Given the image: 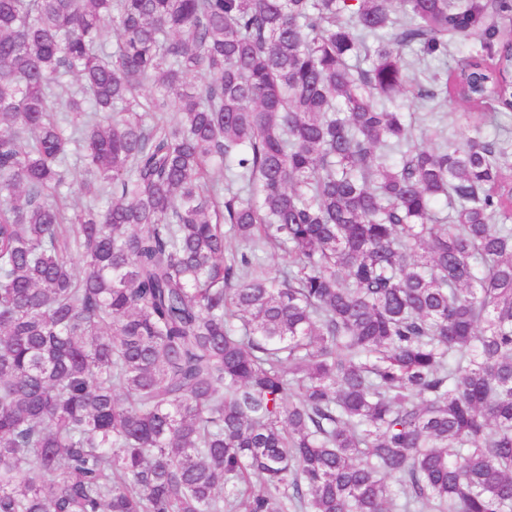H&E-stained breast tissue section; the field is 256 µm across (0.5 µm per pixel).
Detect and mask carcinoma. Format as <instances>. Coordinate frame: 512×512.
<instances>
[{"mask_svg": "<svg viewBox=\"0 0 512 512\" xmlns=\"http://www.w3.org/2000/svg\"><path fill=\"white\" fill-rule=\"evenodd\" d=\"M508 16L0 0V512H512ZM465 55L463 52L453 51L447 57L440 56L431 61L428 69L425 66L411 65L408 69L410 76V89L405 95L397 98L395 105L400 112H403L407 121H411L417 129L424 127L427 123L433 121L430 112H435L436 118L441 120V124L447 125L448 130L453 134V139L457 142L462 141L471 134L472 128L465 121L463 113L474 112L476 109L462 105L458 102L448 99L435 100L429 106L424 105L423 101L418 98L419 88L424 90L432 89L434 82L432 75L434 73H442L446 69H455Z\"/></svg>", "mask_w": 512, "mask_h": 512, "instance_id": "obj_1", "label": "carcinoma"}]
</instances>
